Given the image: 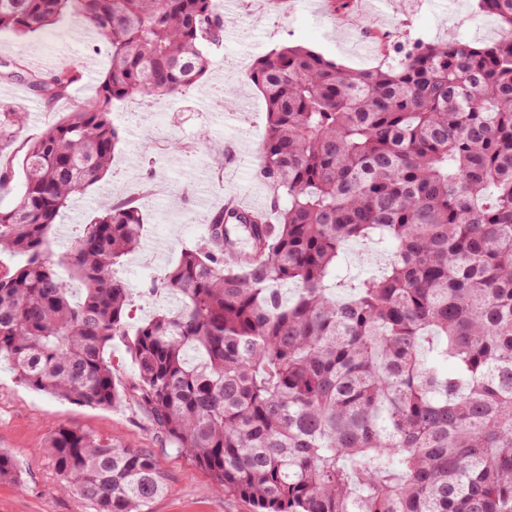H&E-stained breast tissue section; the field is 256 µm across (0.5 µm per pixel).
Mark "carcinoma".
Instances as JSON below:
<instances>
[{"mask_svg":"<svg viewBox=\"0 0 512 512\" xmlns=\"http://www.w3.org/2000/svg\"><path fill=\"white\" fill-rule=\"evenodd\" d=\"M478 7L500 29L484 46L407 40L364 70L301 44L255 58L273 229L216 213L142 288L177 306L133 325L123 268L139 207L100 201L66 278L51 230L111 168L117 104L204 80L219 0H0V33L71 16L109 57L95 96L16 151L27 113L0 108V192L24 152L20 196L0 208V361L37 391L105 407L107 350L128 340V396L254 512H512V0ZM4 67L49 106L82 78L17 56ZM380 239L376 270L351 274V247ZM47 454L97 512H149L167 490L151 454L110 438L58 426ZM17 477L0 452V480Z\"/></svg>","mask_w":512,"mask_h":512,"instance_id":"cac0c4a2","label":"carcinoma"}]
</instances>
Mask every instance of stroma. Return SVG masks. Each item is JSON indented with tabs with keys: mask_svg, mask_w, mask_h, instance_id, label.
<instances>
[{
	"mask_svg": "<svg viewBox=\"0 0 512 512\" xmlns=\"http://www.w3.org/2000/svg\"><path fill=\"white\" fill-rule=\"evenodd\" d=\"M224 17L222 43L207 49V81L178 99L144 97L119 105L113 119L125 139L110 170L62 211L51 231L50 258L57 262L83 235L103 196L134 197L144 217L143 241L127 262L125 275L134 292L136 320L174 306L168 295L148 298L140 290L177 260L182 245L204 237L211 217L227 199L269 200L254 176L256 148L265 134V103L243 78L257 56L289 42L352 68H370L380 61L384 44L408 36L484 45L497 35L494 17L480 12L477 0H386L377 11L361 10L358 0H340L333 9L326 0H276L269 12L258 11L251 0H235ZM359 42L371 44L373 54L356 56L353 46ZM0 49L18 53L43 72L51 66L81 69L89 64L98 75L108 65L96 37L86 36L72 17L24 40L0 33ZM94 93V88L82 89L50 109L24 83L0 81V103L28 114L22 132L26 138ZM224 97L231 107L222 108ZM219 150L224 165L217 168L208 157ZM109 354L120 396L108 407L79 405L31 389L16 380L7 362H0V451L11 455L19 470L17 480L0 482V512H95L93 505L62 488L50 464L46 444L59 425L152 454L168 490L153 500L150 512H253L246 500L210 493L209 474L160 441L148 414L124 394L135 372L126 344L114 341Z\"/></svg>",
	"mask_w": 512,
	"mask_h": 512,
	"instance_id": "stroma-1",
	"label": "stroma"
}]
</instances>
